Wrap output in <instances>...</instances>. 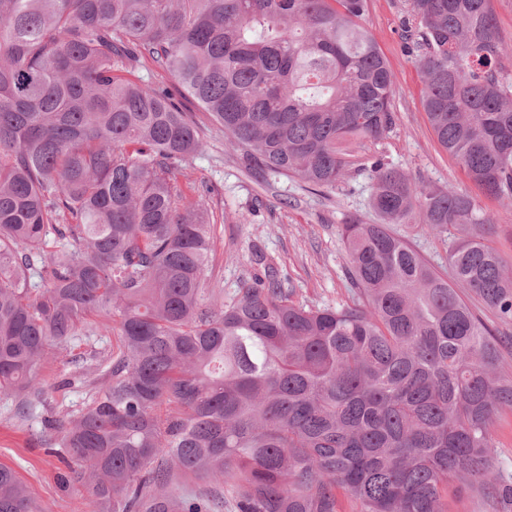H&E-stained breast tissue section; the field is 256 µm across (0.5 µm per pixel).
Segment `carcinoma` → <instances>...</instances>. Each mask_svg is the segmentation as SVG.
<instances>
[{
	"label": "carcinoma",
	"mask_w": 512,
	"mask_h": 512,
	"mask_svg": "<svg viewBox=\"0 0 512 512\" xmlns=\"http://www.w3.org/2000/svg\"><path fill=\"white\" fill-rule=\"evenodd\" d=\"M368 0H0V394L24 418L37 371L82 336L84 406L60 427L89 512H448L493 484L512 374L465 288L512 322V263L479 201L371 163L379 223L341 240L353 285L296 302L276 272L203 306L213 225L180 183L204 149L149 63L248 165L333 189L396 126ZM440 146L512 203V81L490 0H408L400 19ZM452 236L450 273L390 230ZM187 478L209 489L182 494ZM0 466V512H35Z\"/></svg>",
	"instance_id": "obj_1"
}]
</instances>
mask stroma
I'll return each instance as SVG.
<instances>
[{
  "instance_id": "obj_1",
  "label": "stroma",
  "mask_w": 512,
  "mask_h": 512,
  "mask_svg": "<svg viewBox=\"0 0 512 512\" xmlns=\"http://www.w3.org/2000/svg\"><path fill=\"white\" fill-rule=\"evenodd\" d=\"M406 8V0H370L364 19L391 65L396 127L386 139L357 153L345 180L324 193H311L295 179L246 167L223 130L175 81H168L177 106L192 113L202 130L205 148L188 161L185 175L211 188L202 198L216 227L214 261L206 280L223 288L225 298L234 297L244 282L264 278L272 268L283 287L294 289L299 302L320 308L347 302L351 282L339 230L350 217H372L371 179L365 166L371 156L423 184H450L478 197L495 225L497 247L512 260V204L482 195L439 145L428 122L420 72L414 56L405 51L399 27ZM395 230L435 266L447 269L449 235L427 232L419 224H399ZM111 344V337L95 336L42 364L39 381L47 404L26 419L16 418L13 398L0 395V464L17 473L44 512L88 510L83 486L61 484L59 476L69 467L51 438L54 425L77 413L86 400L87 387L80 375L83 354Z\"/></svg>"
}]
</instances>
